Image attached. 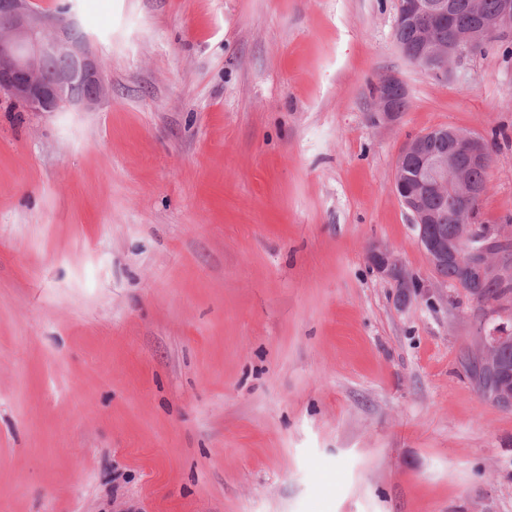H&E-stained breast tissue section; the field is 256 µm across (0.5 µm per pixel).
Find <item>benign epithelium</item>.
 I'll return each instance as SVG.
<instances>
[{
	"instance_id": "obj_1",
	"label": "benign epithelium",
	"mask_w": 512,
	"mask_h": 512,
	"mask_svg": "<svg viewBox=\"0 0 512 512\" xmlns=\"http://www.w3.org/2000/svg\"><path fill=\"white\" fill-rule=\"evenodd\" d=\"M463 6L474 14L476 23L454 40L440 43L434 39L433 29L422 32L419 58L423 72L437 80L448 79L452 62L473 52L479 43L512 33V0H501L492 19L481 16V0H465ZM456 8L451 0H397L394 29L423 13L446 24ZM397 91L406 92L400 79H380L377 111L386 121L399 115L393 104ZM0 94L29 112L89 111L110 96V87L98 58L89 49L88 36L68 13L39 11L33 0H0ZM426 137L420 134L403 147L396 159L393 186L413 218L434 281L427 285L414 279L400 257L381 244H372L367 253L373 269L408 299L421 295L426 287H448V280L438 274V268L448 263L481 285L505 278L498 245L512 241L511 225L475 224L470 219L452 239L433 234L429 226L432 215L423 205L424 198L444 187L466 199L482 195L485 187L470 182L468 169L487 165L488 155L478 134L452 131L448 154L438 157L424 151ZM411 155L419 157L420 172L409 189L399 180V173ZM493 304L501 320L479 323L466 363L479 375L485 371L503 375L494 385L481 386V394L496 407L512 409V378L507 376L506 361L512 353V294L498 296Z\"/></svg>"
}]
</instances>
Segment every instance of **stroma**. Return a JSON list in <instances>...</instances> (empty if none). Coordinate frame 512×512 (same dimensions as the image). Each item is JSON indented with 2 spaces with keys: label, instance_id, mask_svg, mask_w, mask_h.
Here are the masks:
<instances>
[{
  "label": "stroma",
  "instance_id": "obj_1",
  "mask_svg": "<svg viewBox=\"0 0 512 512\" xmlns=\"http://www.w3.org/2000/svg\"><path fill=\"white\" fill-rule=\"evenodd\" d=\"M70 2L110 101L0 95V512H512V411L461 366L490 306L367 259L432 280L392 180L435 128L512 221V37L439 81L396 0ZM396 91L407 94L406 88L400 79L395 76H386L380 79L377 87V112H380L382 118L386 121H393L399 115L398 110L403 112L407 107V98L402 93L395 95L393 104V95Z\"/></svg>",
  "mask_w": 512,
  "mask_h": 512
}]
</instances>
